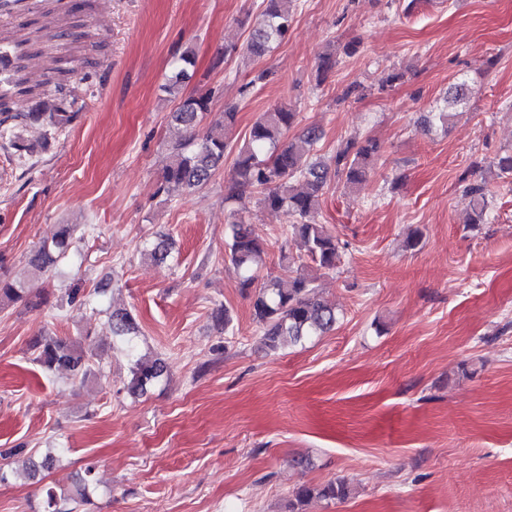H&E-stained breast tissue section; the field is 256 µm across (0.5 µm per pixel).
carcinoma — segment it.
I'll return each mask as SVG.
<instances>
[{
	"label": "carcinoma",
	"instance_id": "cac0c4a2",
	"mask_svg": "<svg viewBox=\"0 0 512 512\" xmlns=\"http://www.w3.org/2000/svg\"><path fill=\"white\" fill-rule=\"evenodd\" d=\"M262 18L253 30L246 46L255 57L265 56L272 45L283 40L291 26L292 0H265ZM26 41L14 43L16 61L13 70H8V52L0 54L5 65L0 68V136L11 135V146L23 158L31 153V147L13 135V130L23 124H41L56 132H64L73 124L77 113L68 111L66 101L56 99L52 108L44 111L16 113L12 100L17 95L29 94L32 87L22 75ZM184 66L170 76L166 89L174 94L180 92L187 74L186 66L192 64L188 55L181 56ZM465 100L464 84H459L453 97L445 105L421 116L420 124L430 126L434 122L450 124L455 117V108ZM210 96L189 95L181 98L179 107L172 113L174 123L186 128L189 135L172 147L171 161L163 172L160 190L167 194L177 191H192L206 184L218 166L224 163V155L231 149L227 141L228 130L235 123L236 112L227 110L211 121L206 131L196 128L209 114ZM297 113L286 104L265 112L253 124L247 141L239 148L233 162V177L226 199L231 200L247 192L260 194L259 203L272 211H283L292 218L291 238L296 242L301 255L307 257L316 269L324 273L336 270L339 260L336 239L318 223L316 214L319 199L331 180L348 189L359 187L370 176L380 154L379 143L372 138L352 139L336 149V154L326 162L314 158V151L322 138V131L315 125L303 129L297 138H288V132L296 125ZM472 197L474 217L470 224H481L486 215L491 190L484 182H473L466 186ZM231 235L225 247L227 261L239 276L244 291L255 289L253 294L254 320L263 329V341L271 351L288 344H297L309 336L324 333L336 324V310L315 292L316 278L298 267L288 268V280L270 279L258 283V270L265 255V242L255 232L253 225L238 217L230 222ZM74 228L70 224H58L50 235L30 254L28 264L39 273L67 256L72 243ZM25 299V289L19 282L0 280V301L10 302ZM112 337L130 343L136 335V316L127 309L114 310L109 314ZM37 352L36 361L49 370L65 369L81 382L91 373L89 358L93 347L83 350L60 338L38 336L32 341ZM131 360L130 381L127 391L143 393L156 382L165 369L164 363L146 356H137L128 351ZM94 483V466L84 469L66 492L60 494L53 489L46 491V512H77L78 506L88 499ZM347 483L339 480L321 489L302 485L294 491L298 501L315 495L332 499L347 496Z\"/></svg>",
	"mask_w": 512,
	"mask_h": 512
}]
</instances>
